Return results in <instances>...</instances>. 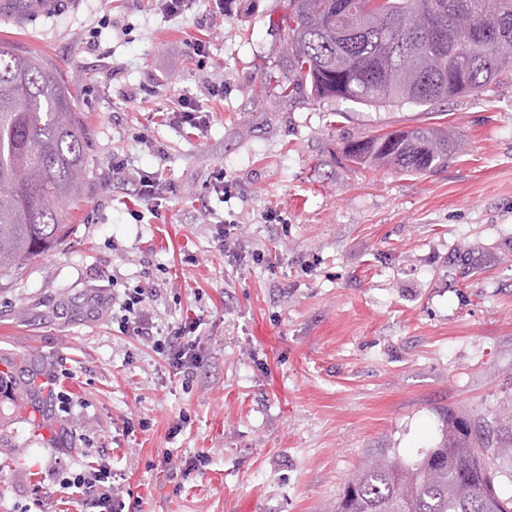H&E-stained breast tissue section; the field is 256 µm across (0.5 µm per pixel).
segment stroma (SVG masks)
I'll list each match as a JSON object with an SVG mask.
<instances>
[{"label":"stroma","instance_id":"stroma-1","mask_svg":"<svg viewBox=\"0 0 512 512\" xmlns=\"http://www.w3.org/2000/svg\"><path fill=\"white\" fill-rule=\"evenodd\" d=\"M286 3L189 0L170 16L156 0H63L29 17L0 0V39L71 81L90 160L72 234L0 278L14 378L0 512H78L62 470L97 459L142 512H335L368 452L433 446L443 406L497 427L486 466L512 483V80L424 107L288 98L272 26ZM184 97L207 130L170 123ZM429 122L461 140L441 170L342 154ZM117 154L131 172L118 183ZM220 219L246 258L224 256ZM147 284L156 324L199 323L192 381L112 316L113 297ZM32 381L64 400L18 404Z\"/></svg>","mask_w":512,"mask_h":512}]
</instances>
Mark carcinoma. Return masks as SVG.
<instances>
[{
	"instance_id": "carcinoma-1",
	"label": "carcinoma",
	"mask_w": 512,
	"mask_h": 512,
	"mask_svg": "<svg viewBox=\"0 0 512 512\" xmlns=\"http://www.w3.org/2000/svg\"><path fill=\"white\" fill-rule=\"evenodd\" d=\"M288 0L277 29L288 57L282 92L317 100L432 105L478 93L512 67V0ZM467 42L470 55L459 56ZM345 159L422 174L448 165L440 125L399 128L344 142ZM88 174L87 133L61 76L0 42V276L19 272L73 230ZM440 440L414 458L382 448L354 471L336 512H512L483 449L491 427L442 408Z\"/></svg>"
}]
</instances>
